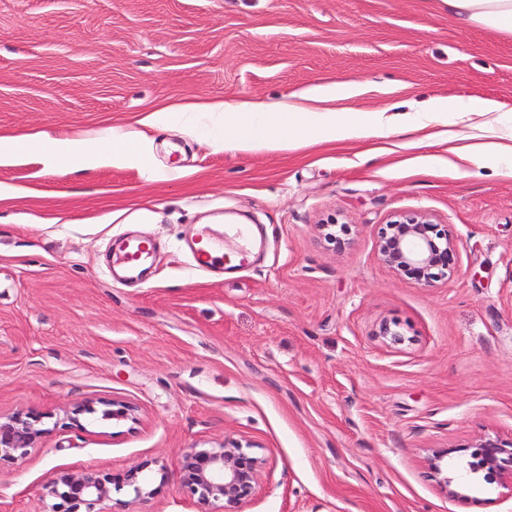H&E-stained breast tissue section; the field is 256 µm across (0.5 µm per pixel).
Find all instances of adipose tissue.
I'll return each instance as SVG.
<instances>
[{
    "label": "adipose tissue",
    "instance_id": "obj_1",
    "mask_svg": "<svg viewBox=\"0 0 512 512\" xmlns=\"http://www.w3.org/2000/svg\"><path fill=\"white\" fill-rule=\"evenodd\" d=\"M448 10L464 22L482 27L500 35L512 37V0H447ZM323 87L309 88L300 95L299 102L284 105H264L254 102L196 101L180 104L183 112L217 113L220 127L209 140L214 149L239 147L251 141L238 118L245 112L265 114L270 132L301 142L310 138L332 140L336 137L366 136L381 133L385 124L375 118L373 126H365L356 116L335 117L330 112L312 109L320 100ZM140 135L115 129L105 136L87 140H60L44 133L23 136H1L0 152L18 149H40L55 164L65 166L73 159H81L89 167L101 164L124 165L136 160Z\"/></svg>",
    "mask_w": 512,
    "mask_h": 512
}]
</instances>
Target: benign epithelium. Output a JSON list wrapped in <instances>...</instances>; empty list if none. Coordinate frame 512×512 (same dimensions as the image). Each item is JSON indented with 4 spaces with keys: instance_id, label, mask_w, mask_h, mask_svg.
I'll use <instances>...</instances> for the list:
<instances>
[{
    "instance_id": "1",
    "label": "benign epithelium",
    "mask_w": 512,
    "mask_h": 512,
    "mask_svg": "<svg viewBox=\"0 0 512 512\" xmlns=\"http://www.w3.org/2000/svg\"><path fill=\"white\" fill-rule=\"evenodd\" d=\"M383 263L395 274L408 277L425 286L449 282L460 265L459 239L452 225L434 223L424 213L395 214L380 227L376 242ZM103 417L129 419L133 408L110 403ZM33 416L15 414L0 416V461L25 459L34 449L44 430L37 427ZM471 461L456 476H448V452H434L428 468L441 491L455 499L463 497L464 487L479 473L496 477L506 488H512V439L487 436L474 445ZM264 459L254 446L234 438L224 439L217 448H186L179 457L182 488L198 508V512H242L244 504L258 492V472ZM127 487L135 498H149L154 490L134 467L123 473L107 474L84 468L63 471L45 485L39 502L42 512H108L112 489Z\"/></svg>"
}]
</instances>
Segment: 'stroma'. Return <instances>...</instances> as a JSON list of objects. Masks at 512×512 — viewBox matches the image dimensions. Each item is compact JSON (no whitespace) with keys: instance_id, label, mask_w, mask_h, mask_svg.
<instances>
[{"instance_id":"1","label":"stroma","mask_w":512,"mask_h":512,"mask_svg":"<svg viewBox=\"0 0 512 512\" xmlns=\"http://www.w3.org/2000/svg\"><path fill=\"white\" fill-rule=\"evenodd\" d=\"M371 118L382 136L216 150L217 119L177 103L292 101ZM419 145L409 128L448 99ZM166 109L163 128L143 118ZM512 133V38L446 0H0V136L143 131L137 161L90 170L0 158V414L43 434L0 463V512H37L59 471L144 467L154 497L124 512H188L182 449L257 445L242 512H512L476 481L448 497L426 458L512 437V165L465 161L447 132ZM425 213L459 236L460 270L432 286L379 258L381 224ZM260 225L253 269L217 280L179 239L207 221ZM349 225L344 243L320 224ZM156 241L149 281H112V237ZM404 342L386 346L381 323ZM133 419L101 415L107 403ZM88 404L93 413L74 415Z\"/></svg>"}]
</instances>
